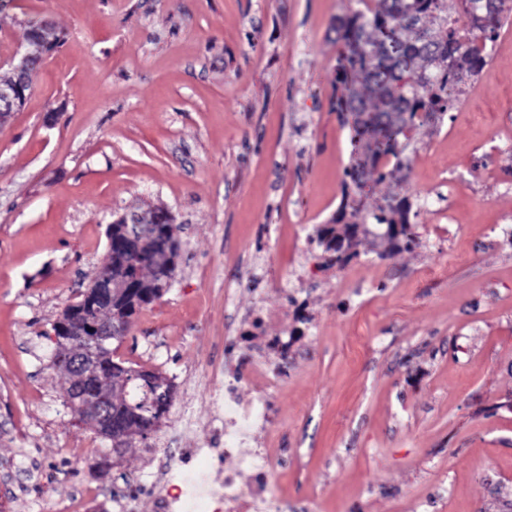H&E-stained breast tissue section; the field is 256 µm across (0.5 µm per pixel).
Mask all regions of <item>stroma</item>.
Instances as JSON below:
<instances>
[{"label":"stroma","instance_id":"obj_1","mask_svg":"<svg viewBox=\"0 0 512 512\" xmlns=\"http://www.w3.org/2000/svg\"><path fill=\"white\" fill-rule=\"evenodd\" d=\"M354 0H8L0 60L30 20L63 40L0 127V496L54 512L141 480L166 448L211 447L207 373L244 370L262 311L292 335L276 416L249 448L277 459L300 512H512V23L438 123L413 133L394 190L408 250L360 236L325 265L350 128L336 96V16ZM182 224L173 287L116 358L162 373L175 404L121 454L79 421L52 363L53 323L101 270L129 208ZM302 305L307 323L286 314ZM198 421L180 432V404Z\"/></svg>","mask_w":512,"mask_h":512}]
</instances>
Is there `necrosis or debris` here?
I'll return each instance as SVG.
<instances>
[{
	"label": "necrosis or debris",
	"instance_id": "1",
	"mask_svg": "<svg viewBox=\"0 0 512 512\" xmlns=\"http://www.w3.org/2000/svg\"><path fill=\"white\" fill-rule=\"evenodd\" d=\"M242 337L255 346L257 358L244 375H238L212 395L217 410L213 433L216 448H183L162 467L154 487L157 512H283L280 497L271 489L276 467L271 457L246 451L249 438L270 424L273 411L265 392L278 384V367L266 357L267 350L287 355L289 340L271 336L265 327H247ZM253 383L261 394L245 401L237 388ZM234 454L237 466H222L226 454Z\"/></svg>",
	"mask_w": 512,
	"mask_h": 512
}]
</instances>
